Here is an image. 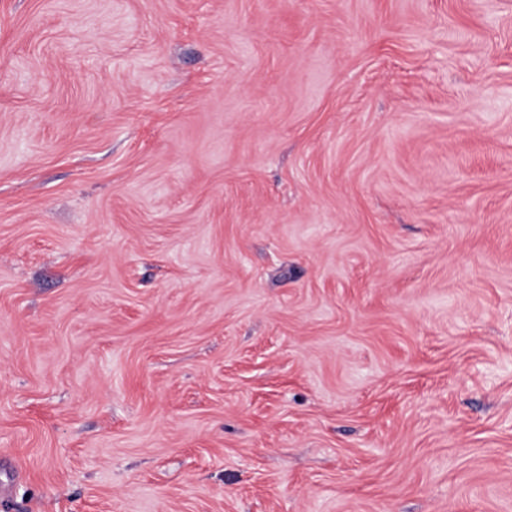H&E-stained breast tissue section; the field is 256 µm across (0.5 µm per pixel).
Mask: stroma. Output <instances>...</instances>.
<instances>
[{
  "label": "stroma",
  "mask_w": 512,
  "mask_h": 512,
  "mask_svg": "<svg viewBox=\"0 0 512 512\" xmlns=\"http://www.w3.org/2000/svg\"><path fill=\"white\" fill-rule=\"evenodd\" d=\"M0 512H512V0H0Z\"/></svg>",
  "instance_id": "obj_1"
}]
</instances>
